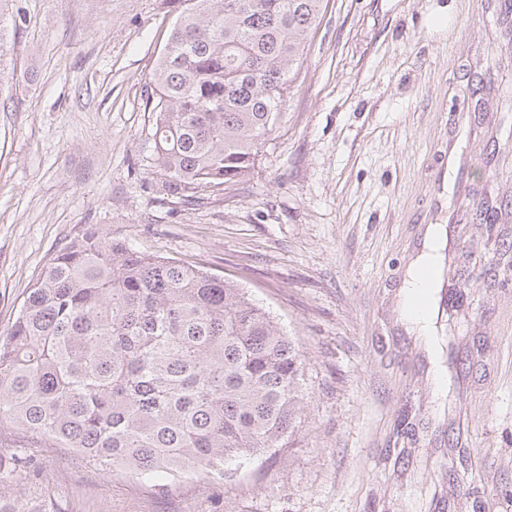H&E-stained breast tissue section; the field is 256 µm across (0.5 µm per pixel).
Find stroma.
Listing matches in <instances>:
<instances>
[{
	"mask_svg": "<svg viewBox=\"0 0 512 512\" xmlns=\"http://www.w3.org/2000/svg\"><path fill=\"white\" fill-rule=\"evenodd\" d=\"M177 0H13L0 60V339L90 229L248 289L304 368L289 447L163 496L36 448L17 512H512V0H329L248 178L152 190L145 79ZM448 227V395L399 321ZM473 449L459 458L458 448Z\"/></svg>",
	"mask_w": 512,
	"mask_h": 512,
	"instance_id": "stroma-1",
	"label": "stroma"
}]
</instances>
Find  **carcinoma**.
<instances>
[{"label": "carcinoma", "mask_w": 512, "mask_h": 512, "mask_svg": "<svg viewBox=\"0 0 512 512\" xmlns=\"http://www.w3.org/2000/svg\"><path fill=\"white\" fill-rule=\"evenodd\" d=\"M326 0H181L145 82L157 192L252 172ZM295 343L245 289L90 230L52 255L0 341V442L65 448L165 494L290 444Z\"/></svg>", "instance_id": "obj_1"}]
</instances>
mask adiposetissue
I'll return each mask as SVG.
<instances>
[{
    "instance_id": "adipose-tissue-1",
    "label": "adipose tissue",
    "mask_w": 512,
    "mask_h": 512,
    "mask_svg": "<svg viewBox=\"0 0 512 512\" xmlns=\"http://www.w3.org/2000/svg\"><path fill=\"white\" fill-rule=\"evenodd\" d=\"M446 244L445 226L429 225L425 231L422 248L408 267L400 295V318L430 355L432 360L430 381L435 394L440 398L447 392V381L440 356L441 340L436 313L431 307L423 310L414 308L412 299L421 288V271L426 268L442 269Z\"/></svg>"
}]
</instances>
